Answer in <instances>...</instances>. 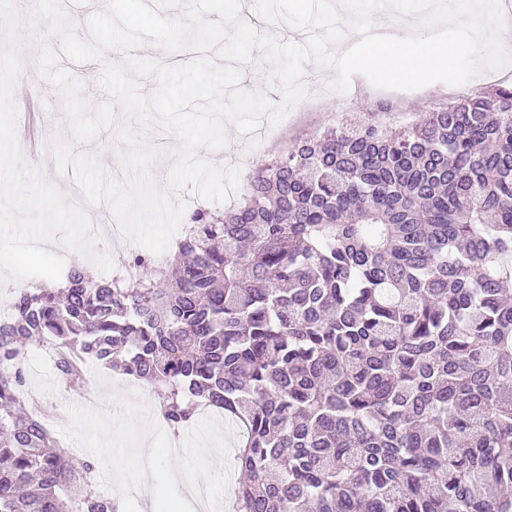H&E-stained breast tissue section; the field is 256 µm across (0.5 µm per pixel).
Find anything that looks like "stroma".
Listing matches in <instances>:
<instances>
[{
    "mask_svg": "<svg viewBox=\"0 0 512 512\" xmlns=\"http://www.w3.org/2000/svg\"><path fill=\"white\" fill-rule=\"evenodd\" d=\"M126 55L119 50L107 51L103 61L84 64L67 63L66 68L82 83V93L90 104L104 100L100 79L105 64L124 63ZM306 71L314 84L309 95L294 106L279 123L270 125L269 134L262 142H255L253 136L239 132L235 124H227L226 130L233 137L230 147L219 151H209L208 156L215 163L227 166H240L242 177H249L257 162L286 150L295 139L322 132L326 127L340 124L347 116L365 119L371 104L384 97V90L367 86L365 93L355 95L351 104H343L337 93L327 91L326 83L332 78V71L315 68L307 64ZM16 92L26 93L40 112L42 147L37 156L32 157L33 166L41 168L44 176L59 186L65 196H73L77 188L67 177L58 176L48 146L58 135H66V119L61 109V94L48 80L43 78L36 66L33 53H26L22 70L15 86ZM395 100L400 105L394 112V120H402L419 113L431 111L436 101L447 100L448 86L441 82L428 84L413 91H397ZM26 390L42 410L41 419L50 429L58 446L67 451L74 462H81L89 456L74 442L66 438L61 429L69 423L68 405L104 412L112 411L110 399L113 391L138 392L149 410H156L157 401L152 387L134 378L112 373L96 363L85 366L86 387L73 391L63 386L59 380L49 345H30L24 355Z\"/></svg>",
    "mask_w": 512,
    "mask_h": 512,
    "instance_id": "obj_1",
    "label": "stroma"
}]
</instances>
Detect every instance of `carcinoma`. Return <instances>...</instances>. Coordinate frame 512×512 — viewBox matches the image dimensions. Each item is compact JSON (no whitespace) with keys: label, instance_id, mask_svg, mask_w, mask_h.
Masks as SVG:
<instances>
[{"label":"carcinoma","instance_id":"obj_1","mask_svg":"<svg viewBox=\"0 0 512 512\" xmlns=\"http://www.w3.org/2000/svg\"><path fill=\"white\" fill-rule=\"evenodd\" d=\"M329 126L190 215L132 283L72 269L0 318V512H119L23 391L49 342L237 431L233 512H512V82L395 128Z\"/></svg>","mask_w":512,"mask_h":512}]
</instances>
